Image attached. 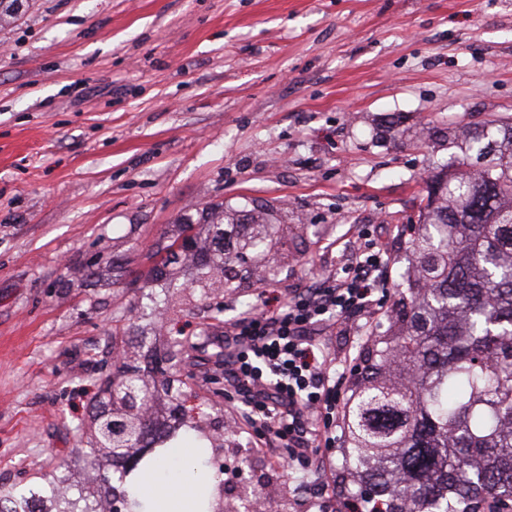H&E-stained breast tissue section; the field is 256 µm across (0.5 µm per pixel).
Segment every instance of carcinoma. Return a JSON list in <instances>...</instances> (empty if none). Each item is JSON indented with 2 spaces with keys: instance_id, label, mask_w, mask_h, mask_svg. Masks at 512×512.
Here are the masks:
<instances>
[{
  "instance_id": "obj_1",
  "label": "carcinoma",
  "mask_w": 512,
  "mask_h": 512,
  "mask_svg": "<svg viewBox=\"0 0 512 512\" xmlns=\"http://www.w3.org/2000/svg\"><path fill=\"white\" fill-rule=\"evenodd\" d=\"M456 149L432 177L419 222L396 270L395 309L364 355L344 406L340 477L361 512H477L491 498L512 512V120L453 133ZM195 230L190 251L169 254L177 240L156 243L160 263L147 273L146 298L189 292L209 298L231 285L233 267L266 257L283 228L265 212L214 209ZM125 387L154 401L179 399L173 381L159 383L135 366L117 368ZM118 428L127 414L108 399L95 416ZM155 444L152 418L132 431ZM200 425L175 422L163 444L190 442L207 452ZM90 462L99 492L67 487L51 512H100L112 477L126 468L107 448ZM204 507L214 478L196 465Z\"/></svg>"
}]
</instances>
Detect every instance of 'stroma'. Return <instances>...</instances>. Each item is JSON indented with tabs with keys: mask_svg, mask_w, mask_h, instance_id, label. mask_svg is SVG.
Here are the masks:
<instances>
[{
	"mask_svg": "<svg viewBox=\"0 0 512 512\" xmlns=\"http://www.w3.org/2000/svg\"><path fill=\"white\" fill-rule=\"evenodd\" d=\"M493 118L512 119V0H22L0 21V488L45 487L64 459L87 482L113 345L141 361L172 319L223 350L225 323L314 287L363 232L396 262L449 158L437 131ZM217 204L287 224L275 262L216 291L220 316L177 293L134 319L152 245ZM394 293L327 344L364 351ZM208 352L181 375L219 431L230 512L244 487L342 512L338 459L267 460L204 380Z\"/></svg>",
	"mask_w": 512,
	"mask_h": 512,
	"instance_id": "obj_1",
	"label": "stroma"
}]
</instances>
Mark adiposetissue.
Listing matches in <instances>:
<instances>
[{
    "label": "adipose tissue",
    "mask_w": 512,
    "mask_h": 512,
    "mask_svg": "<svg viewBox=\"0 0 512 512\" xmlns=\"http://www.w3.org/2000/svg\"><path fill=\"white\" fill-rule=\"evenodd\" d=\"M197 457L194 448L171 449L165 460L138 476L134 497L153 506L154 512H198V483L187 474Z\"/></svg>",
    "instance_id": "obj_1"
}]
</instances>
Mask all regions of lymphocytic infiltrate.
I'll list each match as a JSON object with an SVG mask.
<instances>
[{"instance_id":"lymphocytic-infiltrate-1","label":"lymphocytic infiltrate","mask_w":512,"mask_h":512,"mask_svg":"<svg viewBox=\"0 0 512 512\" xmlns=\"http://www.w3.org/2000/svg\"><path fill=\"white\" fill-rule=\"evenodd\" d=\"M345 251V265L318 287L224 326V343L235 349L221 363L224 380L239 398L243 421L257 432L255 447L273 461L287 450L320 469L334 441L331 417L344 397L347 356L324 338L349 336L348 315L369 316L374 293L387 281L383 253L369 234H359Z\"/></svg>"}]
</instances>
